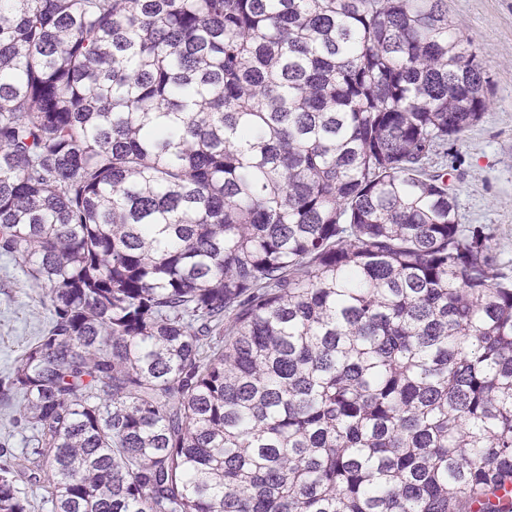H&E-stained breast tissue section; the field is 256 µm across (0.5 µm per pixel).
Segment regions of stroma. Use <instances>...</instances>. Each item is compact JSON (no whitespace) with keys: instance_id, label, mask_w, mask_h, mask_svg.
<instances>
[{"instance_id":"stroma-1","label":"stroma","mask_w":512,"mask_h":512,"mask_svg":"<svg viewBox=\"0 0 512 512\" xmlns=\"http://www.w3.org/2000/svg\"><path fill=\"white\" fill-rule=\"evenodd\" d=\"M448 17L482 64L491 103L482 121L449 142L455 164L448 183L461 223L485 225L501 261L512 266V0H448ZM49 318L41 288L1 257L0 382L37 342Z\"/></svg>"}]
</instances>
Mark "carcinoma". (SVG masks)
Masks as SVG:
<instances>
[{
    "instance_id": "carcinoma-1",
    "label": "carcinoma",
    "mask_w": 512,
    "mask_h": 512,
    "mask_svg": "<svg viewBox=\"0 0 512 512\" xmlns=\"http://www.w3.org/2000/svg\"><path fill=\"white\" fill-rule=\"evenodd\" d=\"M447 0H0V512H512V274ZM50 313L42 290L20 267L0 258V382L11 375L14 360L37 342ZM11 411L3 405L0 397V448L5 445L11 452L21 454L31 448V429L19 430L10 425Z\"/></svg>"
}]
</instances>
